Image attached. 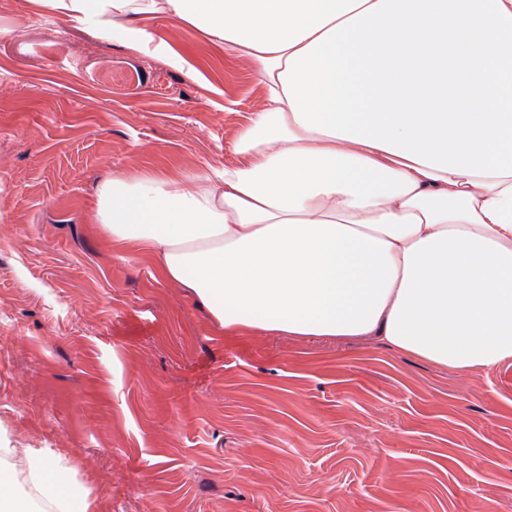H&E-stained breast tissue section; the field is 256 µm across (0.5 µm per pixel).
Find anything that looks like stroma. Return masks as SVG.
I'll list each match as a JSON object with an SVG mask.
<instances>
[{
  "label": "stroma",
  "instance_id": "35a3bbf8",
  "mask_svg": "<svg viewBox=\"0 0 512 512\" xmlns=\"http://www.w3.org/2000/svg\"><path fill=\"white\" fill-rule=\"evenodd\" d=\"M194 74L0 0V443L65 456L95 512H512V362L226 335L91 221L115 173L236 163L244 57L145 17Z\"/></svg>",
  "mask_w": 512,
  "mask_h": 512
}]
</instances>
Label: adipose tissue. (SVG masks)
<instances>
[{"instance_id":"obj_1","label":"adipose tissue","mask_w":512,"mask_h":512,"mask_svg":"<svg viewBox=\"0 0 512 512\" xmlns=\"http://www.w3.org/2000/svg\"><path fill=\"white\" fill-rule=\"evenodd\" d=\"M375 0H37L139 52L188 61L140 27L172 17L244 55L266 89L240 161L117 174L93 208L225 333L379 340L462 375L512 361V176L441 172L310 132L278 78L292 53ZM91 512L49 448L0 445V512Z\"/></svg>"}]
</instances>
